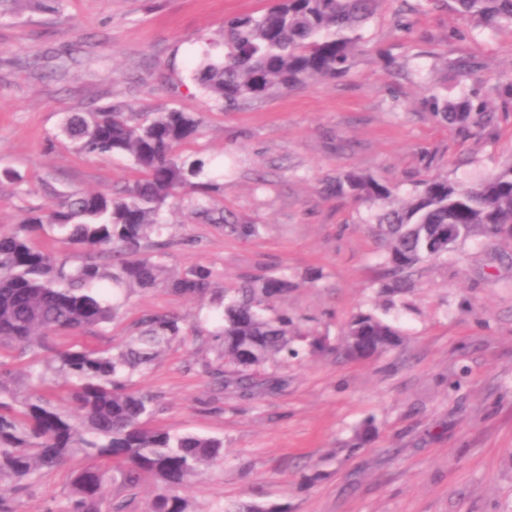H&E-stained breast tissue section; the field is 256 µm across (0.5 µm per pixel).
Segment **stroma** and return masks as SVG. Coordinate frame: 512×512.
<instances>
[{"label": "stroma", "mask_w": 512, "mask_h": 512, "mask_svg": "<svg viewBox=\"0 0 512 512\" xmlns=\"http://www.w3.org/2000/svg\"><path fill=\"white\" fill-rule=\"evenodd\" d=\"M267 0H61L38 9L20 0L0 19V231L63 192L103 190L131 178L127 161L77 154L60 136L67 115L91 103L144 113H198L185 145L210 160L224 187L210 205L243 239L197 218L164 212L175 240L170 273L211 269L215 288L244 274L287 269L296 286L275 299L340 344L347 323L372 310L401 330L399 345L368 359L325 352L289 360L279 391L241 398L222 391L216 353L191 335L133 378L159 395L154 428L222 439L224 463L187 491L194 512L239 501L281 512H512V240L477 235L450 260L421 265L412 288H379L383 243L366 206L326 193V180L364 172L411 193L422 179L465 185L512 159V112L476 135L433 117L422 100H455L451 66L467 61L486 81L512 67V26L469 27L453 0H385L364 30L349 74L310 82L225 111L192 79L204 55L220 56L225 19ZM55 66L52 77L38 68ZM120 316L92 333L55 337L109 350L147 312L198 317L215 329L210 299L166 288L121 291ZM68 468L30 481L19 512H58L71 494Z\"/></svg>", "instance_id": "1"}]
</instances>
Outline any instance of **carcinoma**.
Segmentation results:
<instances>
[{
	"label": "carcinoma",
	"mask_w": 512,
	"mask_h": 512,
	"mask_svg": "<svg viewBox=\"0 0 512 512\" xmlns=\"http://www.w3.org/2000/svg\"><path fill=\"white\" fill-rule=\"evenodd\" d=\"M382 0H273L258 15L224 21V55L206 58L194 81L214 103L239 107L275 91L309 81L347 75L363 42V30ZM457 11L481 26L512 25V0H454ZM484 90L475 88L454 103L427 99L435 115L467 129H484L493 120ZM512 103V67L485 90ZM195 114L159 108L127 112L112 103L67 117L61 128L76 153L98 158L123 156L132 179L107 192L62 195L53 208L29 209L17 229L0 232V345L21 351L53 350L55 369L69 384L70 408L61 410L37 388L23 399L0 380V512H17L26 483L61 469L76 454L88 464L76 473L73 490L59 512H127L130 498L108 497V485L132 492L153 480L157 492L148 512H192L183 494L203 468L224 461V441L196 433L150 428L157 396L131 388L133 376L158 353L183 341L193 326L174 313H146L129 340L108 353L72 345L53 349L62 332H84L113 321L119 306L97 292L102 281L114 288H168L203 298L213 274L202 265L168 275L165 249L172 245L161 212L189 200L201 216L220 184L199 177L208 165L181 147L195 139ZM325 190L373 209L385 252L383 288H404L424 262L448 256V225L457 240L480 230L489 237L512 236V162L468 187L446 177L422 180L412 195L399 198L370 175L349 173ZM243 238L260 234V224H227ZM50 235L79 251L78 263L35 242ZM293 282L283 270L247 275L215 299L218 327L210 336L219 363L213 374L226 389L260 396L284 384L276 369L290 358L327 352L328 337L305 329L270 301L288 293ZM400 331L375 313L355 315L344 331L345 351L376 355L395 346ZM224 512H278L265 504L237 502Z\"/></svg>",
	"instance_id": "obj_1"
}]
</instances>
